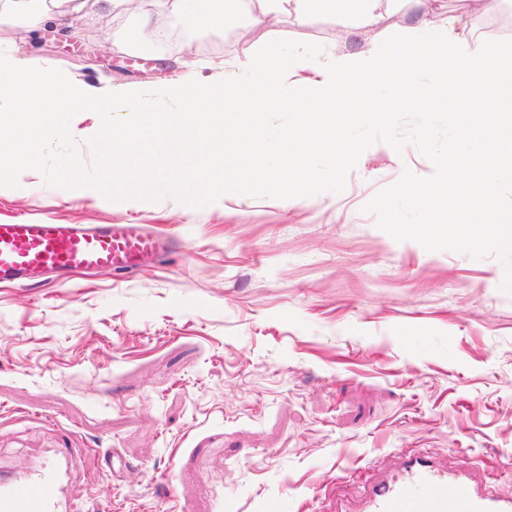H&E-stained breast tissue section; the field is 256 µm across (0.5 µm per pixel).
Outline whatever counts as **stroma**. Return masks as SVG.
Segmentation results:
<instances>
[{
	"mask_svg": "<svg viewBox=\"0 0 512 512\" xmlns=\"http://www.w3.org/2000/svg\"><path fill=\"white\" fill-rule=\"evenodd\" d=\"M421 0H382L380 21L285 13L185 32L150 49L168 17L105 6L71 33L0 26V46L52 60L97 90L152 91L185 61L230 69L243 43L292 39L371 50L414 26ZM463 46L512 37V16L436 0ZM141 34L128 40V28ZM414 146L369 147L340 193L236 194L194 208L110 201L46 184L0 187V221L144 224L165 258L115 272L0 284V473L54 466L58 512H361L369 486L424 454L512 498V295L503 265L396 241L364 205Z\"/></svg>",
	"mask_w": 512,
	"mask_h": 512,
	"instance_id": "1",
	"label": "stroma"
}]
</instances>
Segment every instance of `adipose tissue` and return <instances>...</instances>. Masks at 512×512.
I'll return each instance as SVG.
<instances>
[{"instance_id":"obj_1","label":"adipose tissue","mask_w":512,"mask_h":512,"mask_svg":"<svg viewBox=\"0 0 512 512\" xmlns=\"http://www.w3.org/2000/svg\"><path fill=\"white\" fill-rule=\"evenodd\" d=\"M284 0H157L161 12L184 29L223 25L228 14L243 15L262 23L278 18ZM378 0H293L294 10L301 15L330 14L345 27L377 24ZM24 18L37 28L62 31L63 24L47 0H0V22Z\"/></svg>"}]
</instances>
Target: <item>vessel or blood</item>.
<instances>
[{
    "label": "vessel or blood",
    "instance_id": "vessel-or-blood-1",
    "mask_svg": "<svg viewBox=\"0 0 512 512\" xmlns=\"http://www.w3.org/2000/svg\"><path fill=\"white\" fill-rule=\"evenodd\" d=\"M169 250L166 235L139 224L106 228L51 223L0 224V281H20L42 270L73 267L129 269ZM58 474L47 468L28 477L0 475V512H57ZM365 512H512V498L479 491L464 472L449 473L423 457L374 485Z\"/></svg>",
    "mask_w": 512,
    "mask_h": 512
}]
</instances>
